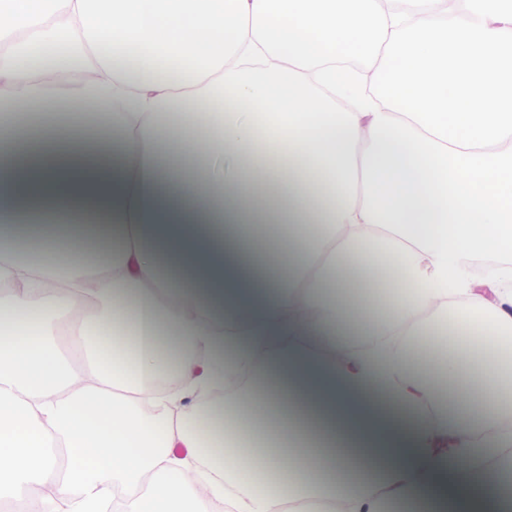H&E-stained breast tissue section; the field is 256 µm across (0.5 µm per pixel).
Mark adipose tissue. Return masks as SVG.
<instances>
[{"mask_svg": "<svg viewBox=\"0 0 512 512\" xmlns=\"http://www.w3.org/2000/svg\"><path fill=\"white\" fill-rule=\"evenodd\" d=\"M510 348L512 0H0V499L512 512Z\"/></svg>", "mask_w": 512, "mask_h": 512, "instance_id": "1", "label": "adipose tissue"}]
</instances>
